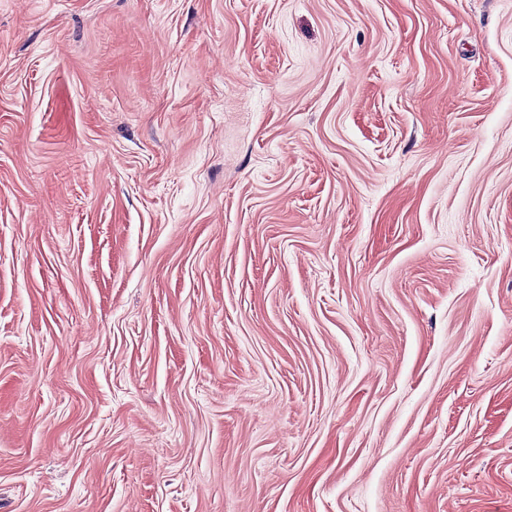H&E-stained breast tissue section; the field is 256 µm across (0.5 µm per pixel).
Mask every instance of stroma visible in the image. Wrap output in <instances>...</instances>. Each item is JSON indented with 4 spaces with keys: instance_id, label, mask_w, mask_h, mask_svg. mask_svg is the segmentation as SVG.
<instances>
[{
    "instance_id": "35a3bbf8",
    "label": "stroma",
    "mask_w": 512,
    "mask_h": 512,
    "mask_svg": "<svg viewBox=\"0 0 512 512\" xmlns=\"http://www.w3.org/2000/svg\"><path fill=\"white\" fill-rule=\"evenodd\" d=\"M0 512H512V0H0Z\"/></svg>"
}]
</instances>
